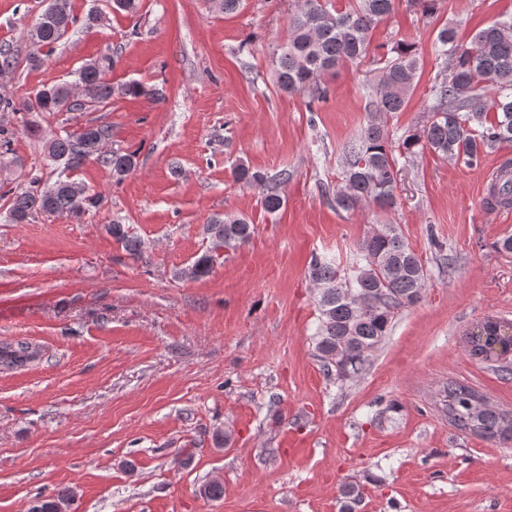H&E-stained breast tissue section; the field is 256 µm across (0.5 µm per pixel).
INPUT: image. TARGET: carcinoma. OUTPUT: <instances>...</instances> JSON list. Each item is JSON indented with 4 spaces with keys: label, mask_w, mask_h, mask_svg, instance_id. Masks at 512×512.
<instances>
[{
    "label": "carcinoma",
    "mask_w": 512,
    "mask_h": 512,
    "mask_svg": "<svg viewBox=\"0 0 512 512\" xmlns=\"http://www.w3.org/2000/svg\"><path fill=\"white\" fill-rule=\"evenodd\" d=\"M397 0H352L349 8L332 12L324 0H300L289 19L288 40L272 57L275 83L287 95L306 94L310 102L326 98L323 75L344 61L362 59L371 43L375 24L394 13ZM104 13L90 10L79 18L71 0H51L27 30V39L39 49L52 51L67 31L80 23L88 28L102 23ZM435 59L443 60L448 74L432 87L430 118L407 134L399 145L390 137L387 116L402 112L416 86L421 69L420 54L413 43L398 42L390 55L378 60V88L369 104L368 123L345 154L342 185L336 187V208L349 212L362 203L382 211L397 204L395 168L400 157L413 156L418 149L454 159L466 166L478 164L481 155L502 143H512V16L498 19L478 30L471 41L457 39L454 28L443 25L435 37ZM114 59L103 56L85 61L72 82L45 86L17 103L0 96V111L84 112L82 101L102 107L112 99L149 95L138 82L114 85L107 71ZM494 118L488 119V110ZM112 140V126L90 120L72 132H64L47 142L48 157L63 166L67 175L43 183L32 171L27 179L0 195L8 203L9 218L22 224L37 216L57 213L79 216L101 204V196L90 194L72 173L90 157L109 167L116 182L138 166V151L104 147ZM237 180L248 186L263 184L266 177L241 164ZM494 202L512 206V162L505 163L492 191ZM284 199L278 187H270L263 197L264 209L273 214ZM112 238L134 260L143 256L144 242L126 224L107 225ZM254 225L243 216L213 215L205 225L208 245L193 265L178 272L199 278L208 275L221 260L228 243L244 242ZM362 265L343 273L328 258H316L310 278L317 291L319 310L314 332L317 356L327 374L343 381L362 371L371 352L387 336L396 314L419 303L425 292L427 271L395 224H378L359 246ZM508 340L505 332H479L469 337L470 355L495 370L512 376V368L497 363L496 346ZM29 360L27 348L19 343L0 346V364L15 365ZM445 414L457 429L488 441H512V415L489 405L474 388L459 382L448 383ZM71 499L62 490L49 499H38L30 512H64ZM363 501L359 484L347 482L340 488L339 512H357Z\"/></svg>",
    "instance_id": "carcinoma-1"
}]
</instances>
